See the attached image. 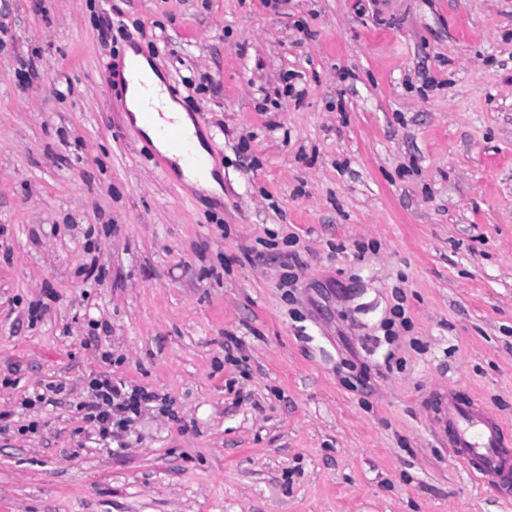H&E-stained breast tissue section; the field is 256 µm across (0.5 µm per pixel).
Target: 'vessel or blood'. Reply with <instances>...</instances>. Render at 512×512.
Here are the masks:
<instances>
[{
    "mask_svg": "<svg viewBox=\"0 0 512 512\" xmlns=\"http://www.w3.org/2000/svg\"><path fill=\"white\" fill-rule=\"evenodd\" d=\"M162 131L171 151L194 170H205L210 158L196 152L189 135L169 124ZM435 423L448 434V448L454 459L479 481L503 488L512 486V448L502 426L475 395L449 392L441 400Z\"/></svg>",
    "mask_w": 512,
    "mask_h": 512,
    "instance_id": "b4317fda",
    "label": "vessel or blood"
}]
</instances>
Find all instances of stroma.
<instances>
[{"mask_svg": "<svg viewBox=\"0 0 512 512\" xmlns=\"http://www.w3.org/2000/svg\"><path fill=\"white\" fill-rule=\"evenodd\" d=\"M131 48L220 194L113 109ZM104 372L151 398L101 442ZM451 386L512 431V0H0V512H512ZM434 421L447 430L454 459L479 482L503 488L512 485V448L502 426L475 395L448 388Z\"/></svg>", "mask_w": 512, "mask_h": 512, "instance_id": "35a3bbf8", "label": "stroma"}]
</instances>
